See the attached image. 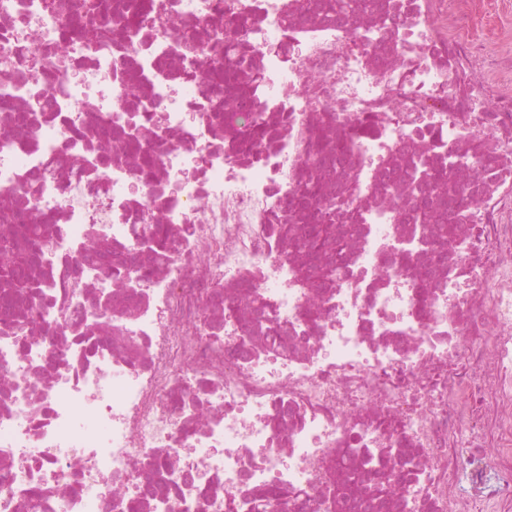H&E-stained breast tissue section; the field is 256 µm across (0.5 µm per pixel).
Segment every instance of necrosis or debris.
<instances>
[{"instance_id":"obj_1","label":"necrosis or debris","mask_w":512,"mask_h":512,"mask_svg":"<svg viewBox=\"0 0 512 512\" xmlns=\"http://www.w3.org/2000/svg\"><path fill=\"white\" fill-rule=\"evenodd\" d=\"M0 0V227L49 251L0 322V512H512V29L487 0ZM253 79L225 88L215 31ZM276 133L224 135L225 95ZM356 139L326 171L356 228L336 282L276 232L319 129ZM478 186L452 259L393 171ZM353 187H346L342 171ZM167 237L147 288L91 240ZM263 305L249 327L248 297ZM335 3H324L316 5L322 11H331L336 16L343 15L344 17L356 15L359 12L370 10L373 11L376 7L374 3H361L359 0H332ZM331 1V2H332Z\"/></svg>"}]
</instances>
